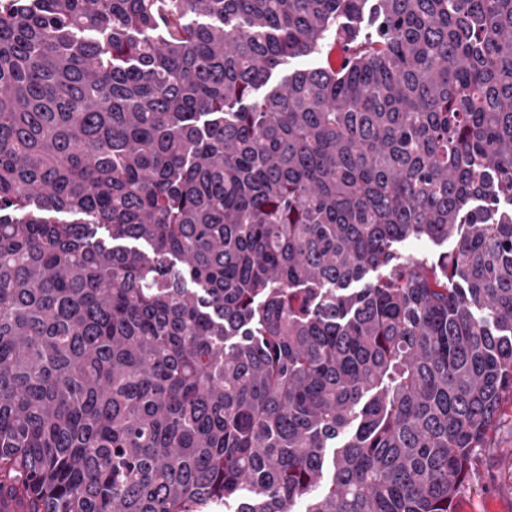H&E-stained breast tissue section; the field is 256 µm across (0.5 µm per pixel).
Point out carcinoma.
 <instances>
[{
    "mask_svg": "<svg viewBox=\"0 0 512 512\" xmlns=\"http://www.w3.org/2000/svg\"><path fill=\"white\" fill-rule=\"evenodd\" d=\"M506 399L512 0H0V503L455 512ZM332 40H327L326 46L320 53L312 54L306 57H297L288 59L283 65L279 66L272 72L271 83L280 81L283 77L294 72L295 70L311 69L326 65L327 53Z\"/></svg>",
    "mask_w": 512,
    "mask_h": 512,
    "instance_id": "1",
    "label": "carcinoma"
}]
</instances>
